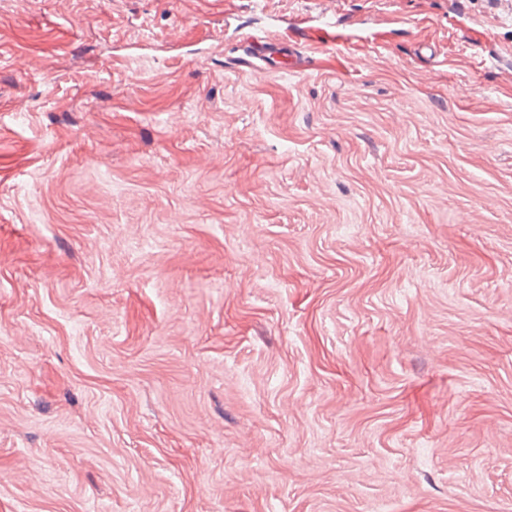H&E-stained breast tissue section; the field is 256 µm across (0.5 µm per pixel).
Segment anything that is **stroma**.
<instances>
[{"mask_svg":"<svg viewBox=\"0 0 512 512\" xmlns=\"http://www.w3.org/2000/svg\"><path fill=\"white\" fill-rule=\"evenodd\" d=\"M322 4L0 0V512H512V0ZM266 35L251 34L245 38V49L242 50L243 56L241 66L250 71L264 73L270 68V62L274 61L273 55L280 49L277 44L266 40Z\"/></svg>","mask_w":512,"mask_h":512,"instance_id":"obj_1","label":"stroma"}]
</instances>
